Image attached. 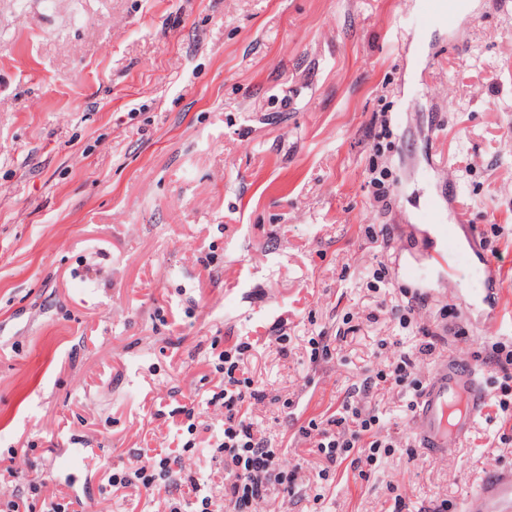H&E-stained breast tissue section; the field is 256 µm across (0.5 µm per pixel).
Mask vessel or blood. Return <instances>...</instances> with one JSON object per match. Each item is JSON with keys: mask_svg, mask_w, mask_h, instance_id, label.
<instances>
[{"mask_svg": "<svg viewBox=\"0 0 512 512\" xmlns=\"http://www.w3.org/2000/svg\"><path fill=\"white\" fill-rule=\"evenodd\" d=\"M463 0H422V19L443 21L452 28L457 46L469 37L457 18ZM427 222L435 237L431 264L444 270L448 279L457 272L448 263L457 246L454 229L438 220L436 201L427 204ZM487 399L478 368L471 362L449 357L428 379L418 398L414 419L417 447L433 455H445L471 430ZM468 512H512V470L495 473L476 490L467 504Z\"/></svg>", "mask_w": 512, "mask_h": 512, "instance_id": "vessel-or-blood-1", "label": "vessel or blood"}]
</instances>
